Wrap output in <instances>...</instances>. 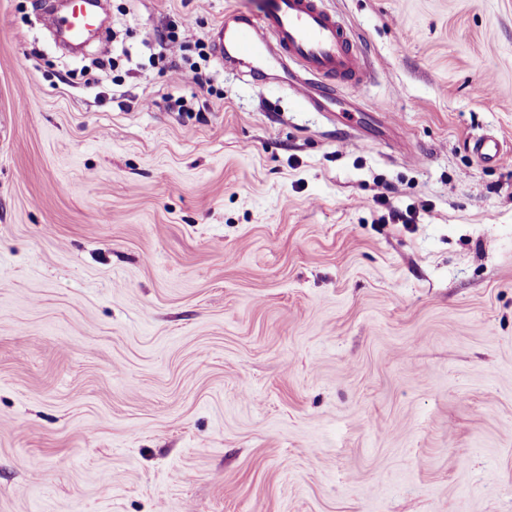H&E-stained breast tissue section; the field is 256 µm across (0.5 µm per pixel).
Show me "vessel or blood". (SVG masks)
I'll return each mask as SVG.
<instances>
[{"mask_svg":"<svg viewBox=\"0 0 512 512\" xmlns=\"http://www.w3.org/2000/svg\"><path fill=\"white\" fill-rule=\"evenodd\" d=\"M93 18L89 0H82L60 25L77 40ZM214 42L219 59L244 66L251 81H266L269 68L278 67L302 105L320 112L336 104L339 85L359 86L366 77L347 23L325 9L323 0H267L259 16L226 13ZM472 150L485 164L512 161V154L492 136L477 138Z\"/></svg>","mask_w":512,"mask_h":512,"instance_id":"1","label":"vessel or blood"}]
</instances>
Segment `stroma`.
<instances>
[{
  "mask_svg": "<svg viewBox=\"0 0 512 512\" xmlns=\"http://www.w3.org/2000/svg\"><path fill=\"white\" fill-rule=\"evenodd\" d=\"M324 2L332 119L265 0H0V512H512V0ZM79 3L81 4L78 10L69 13V15L62 18L59 23L60 26L76 40L84 36L94 18V14L90 8L91 2L83 0L79 1ZM214 42L219 59L244 66L250 81L265 82L275 65L302 105L319 112H333L340 84L366 77L347 23L322 0H267L260 16L226 13ZM472 151L485 164L500 165L511 162V153L505 152L499 139L493 136L477 138L473 142Z\"/></svg>",
  "mask_w": 512,
  "mask_h": 512,
  "instance_id": "obj_1",
  "label": "stroma"
}]
</instances>
